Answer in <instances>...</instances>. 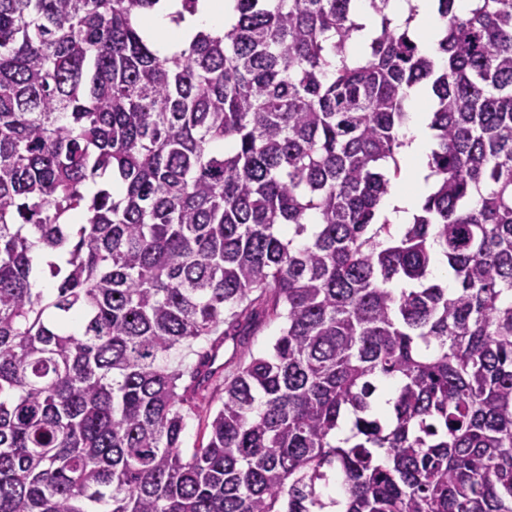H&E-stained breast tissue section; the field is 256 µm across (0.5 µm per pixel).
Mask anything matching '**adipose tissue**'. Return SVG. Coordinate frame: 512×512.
<instances>
[{
  "mask_svg": "<svg viewBox=\"0 0 512 512\" xmlns=\"http://www.w3.org/2000/svg\"><path fill=\"white\" fill-rule=\"evenodd\" d=\"M178 0H165L162 8L147 13L143 18L146 34L157 41L160 52L171 54L184 48L199 32L223 28L230 18V0H202L198 13L181 26L170 23L168 15L177 7ZM391 16L395 24L411 20L415 30L425 36L426 51H433L442 36L443 24L433 0H391ZM423 113H413L406 131L402 153L408 162L403 188L387 197L383 208L392 223L408 224L421 210L425 197L433 190L435 180L427 166L430 143L425 131Z\"/></svg>",
  "mask_w": 512,
  "mask_h": 512,
  "instance_id": "adipose-tissue-1",
  "label": "adipose tissue"
}]
</instances>
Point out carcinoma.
<instances>
[{"label": "carcinoma", "instance_id": "obj_1", "mask_svg": "<svg viewBox=\"0 0 512 512\" xmlns=\"http://www.w3.org/2000/svg\"><path fill=\"white\" fill-rule=\"evenodd\" d=\"M389 2L233 0L162 56L160 0H0V512H512V0H436L434 53ZM417 85L435 187L396 236ZM283 322L281 319L278 320H266L251 336L248 345L238 352L237 356H234V345L232 341L224 343V356L221 357L220 362H225L229 359H233L236 363L249 361L250 356H261L271 349L276 337L280 334ZM206 408L200 410L199 414L192 416L187 421V425L183 434V447L192 449L198 447L202 440L206 443L207 431L206 424Z\"/></svg>", "mask_w": 512, "mask_h": 512}]
</instances>
